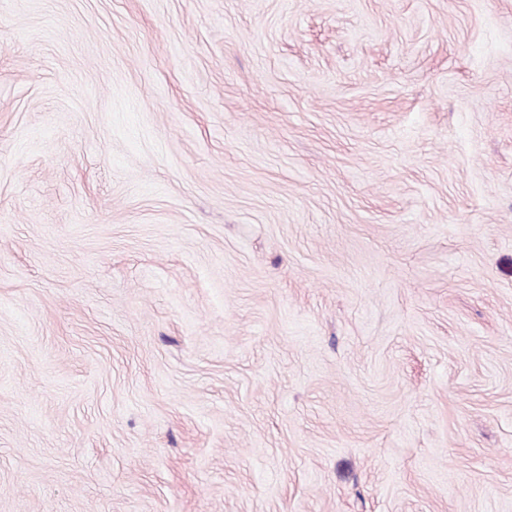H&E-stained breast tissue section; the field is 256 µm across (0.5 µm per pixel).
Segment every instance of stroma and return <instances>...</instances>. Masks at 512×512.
Returning <instances> with one entry per match:
<instances>
[{"mask_svg": "<svg viewBox=\"0 0 512 512\" xmlns=\"http://www.w3.org/2000/svg\"><path fill=\"white\" fill-rule=\"evenodd\" d=\"M0 512H512V0H0Z\"/></svg>", "mask_w": 512, "mask_h": 512, "instance_id": "stroma-1", "label": "stroma"}]
</instances>
